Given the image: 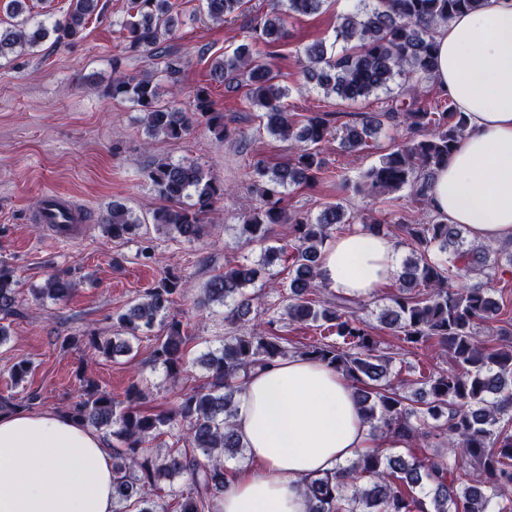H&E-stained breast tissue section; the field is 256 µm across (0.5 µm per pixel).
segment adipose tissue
I'll return each instance as SVG.
<instances>
[{
    "label": "adipose tissue",
    "instance_id": "obj_1",
    "mask_svg": "<svg viewBox=\"0 0 512 512\" xmlns=\"http://www.w3.org/2000/svg\"><path fill=\"white\" fill-rule=\"evenodd\" d=\"M434 85L467 128L430 185L431 207L473 238H512V0H486L436 38ZM395 242L357 229L331 239L321 281L365 297L395 274ZM249 461L224 489L221 512H308L309 477L369 445L350 383L291 356L252 372L235 417ZM0 512H113L112 461L91 429L47 412L0 416Z\"/></svg>",
    "mask_w": 512,
    "mask_h": 512
}]
</instances>
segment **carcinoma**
Here are the masks:
<instances>
[{
  "label": "carcinoma",
  "mask_w": 512,
  "mask_h": 512,
  "mask_svg": "<svg viewBox=\"0 0 512 512\" xmlns=\"http://www.w3.org/2000/svg\"><path fill=\"white\" fill-rule=\"evenodd\" d=\"M101 0H70L62 22L51 25L25 15L22 0H8L17 18L0 29V58L35 51L46 40L72 44L80 40L89 19L101 11ZM484 0H356L339 15L333 45L315 41L299 58L303 72L325 95L356 103L381 91L388 93L400 79L404 98L391 99L383 112H361L359 121L344 126L340 145L358 153L370 147L369 139L391 124L402 128L404 141L382 156L362 175L363 184L379 192L408 190L407 198L426 209L414 224L399 222L410 242L411 256L398 274L399 286L380 323L410 348L437 347L454 366L425 377L427 399H415L389 378L392 353L377 348L372 327L357 315L358 297L318 289L322 248L340 225L350 222L345 206L327 204L312 218L289 212L282 196L292 185H310L320 178L325 164L322 144L331 135V114L311 112L304 124L286 110L288 90L275 83V75L256 60L243 44L213 69V80L233 83L246 78V105L258 111L266 131L291 143L293 155L275 168L254 164V187L259 203L237 225L246 243H264L274 224L288 225V259L294 275L289 283L271 281L283 291L280 315L310 324L332 336L309 344L300 354L322 362L343 375L353 389L360 413L371 429L396 443L444 441L448 456L420 459L386 455L377 448L359 453L347 465L309 478L306 492L309 512H487L490 501L497 512H512V320L499 329L496 341L477 336V328L496 320L501 307L482 283L494 264L505 259L512 266V239L494 249L466 240L463 224H450L434 212L428 191L433 173L448 163L454 144L466 124L454 101L443 97L429 109L417 106L416 85L431 77L437 65L438 28L455 15L476 10ZM327 0H269V10L257 21L261 35L271 41L285 37L288 24L299 16L320 12ZM244 0H204L207 16L226 21L239 12ZM171 0H129L130 20L125 23L129 49L158 52L162 72L177 86L181 61L161 49L177 27ZM341 51L335 52V45ZM114 73L109 96L130 101L144 112L149 132L169 139L184 137L196 124L220 135L227 132L224 113L217 112L205 87L196 90L191 111L159 100L153 76ZM157 195L166 202L153 213V223L187 242L198 240L204 219L227 191L224 183L195 163L157 161L148 172ZM108 237L132 240L144 221L120 203L99 217ZM260 270L247 264H227L203 288L208 302L224 305V320L238 326L224 344L206 354L208 381L181 398L172 413L146 414L139 409L145 399L139 382L126 390L127 405L118 409L112 395L86 381L79 398L62 411L80 425L112 432L119 445L112 448V501L115 512L134 506L137 512H169L170 502L157 494L164 481L187 478L182 489L166 495L176 501L175 512H217V497L228 483L226 458L243 457L246 447L235 429L236 397L243 393L249 373L287 355L283 337L259 324L242 322L251 307L246 292L260 278ZM14 268L0 261V315L17 313ZM73 280L67 273L48 276L37 289L39 300L68 297ZM187 282L167 273L127 311L115 318L124 330L152 331L160 326L151 361L175 378L187 371L182 322L168 315ZM68 349L92 348L112 356L129 351L122 339L75 333L63 339ZM164 433L174 437L164 450L146 447L149 439Z\"/></svg>",
  "instance_id": "obj_1"
}]
</instances>
